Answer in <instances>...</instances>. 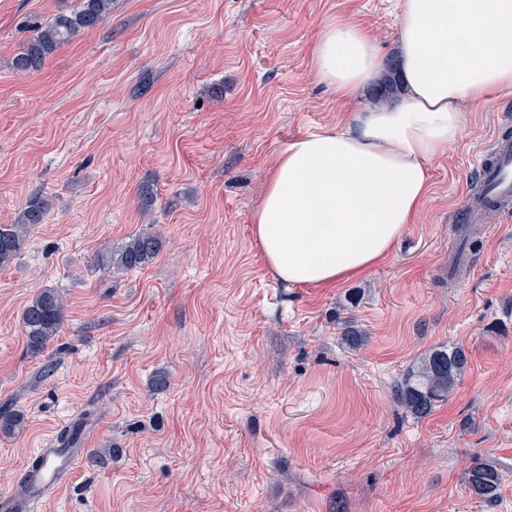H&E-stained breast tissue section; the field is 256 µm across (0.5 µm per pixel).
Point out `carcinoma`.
I'll list each match as a JSON object with an SVG mask.
<instances>
[{"mask_svg":"<svg viewBox=\"0 0 512 512\" xmlns=\"http://www.w3.org/2000/svg\"><path fill=\"white\" fill-rule=\"evenodd\" d=\"M112 0H80L77 8L61 10L50 22L37 29L24 48L12 59V68L19 73L40 69L62 45L82 32L102 24L110 14ZM398 60L388 63L387 79L373 94L381 103L399 90ZM48 203L39 195L29 196L14 224L0 225V268L10 265L24 249L30 229L44 223ZM163 248V239L156 232L137 234L119 247H109L97 254V266L103 271L119 272L143 269L150 265ZM65 320V305L55 288L40 289L22 313V329L27 348L34 354L45 352L59 335ZM468 364L465 350L457 346H440L426 353L408 370L397 385L395 397L408 413L417 419L431 414L437 404L448 400ZM25 424L24 415H0V433L13 434ZM501 475L494 467L474 465L468 473V484L481 500L491 503L498 497Z\"/></svg>","mask_w":512,"mask_h":512,"instance_id":"1","label":"carcinoma"}]
</instances>
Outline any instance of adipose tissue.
<instances>
[{"instance_id":"adipose-tissue-1","label":"adipose tissue","mask_w":512,"mask_h":512,"mask_svg":"<svg viewBox=\"0 0 512 512\" xmlns=\"http://www.w3.org/2000/svg\"><path fill=\"white\" fill-rule=\"evenodd\" d=\"M401 90L280 152L252 215L265 267L288 286L328 288L382 263L428 194L429 165L463 130L466 106L512 90V0H401ZM319 79L358 99L386 61L358 23L323 28Z\"/></svg>"}]
</instances>
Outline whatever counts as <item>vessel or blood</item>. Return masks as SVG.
Instances as JSON below:
<instances>
[{
  "label": "vessel or blood",
  "instance_id": "1",
  "mask_svg": "<svg viewBox=\"0 0 512 512\" xmlns=\"http://www.w3.org/2000/svg\"><path fill=\"white\" fill-rule=\"evenodd\" d=\"M477 168L479 179L457 208L453 223L476 224L487 214L512 210V135H495L490 148L480 156ZM41 454L46 463L27 480V502L2 501L0 512H28L31 503L39 501L60 475L71 472L80 458L74 450L61 455L56 449L45 448Z\"/></svg>",
  "mask_w": 512,
  "mask_h": 512
}]
</instances>
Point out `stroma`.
I'll list each match as a JSON object with an SVG mask.
<instances>
[{
	"mask_svg": "<svg viewBox=\"0 0 512 512\" xmlns=\"http://www.w3.org/2000/svg\"><path fill=\"white\" fill-rule=\"evenodd\" d=\"M78 2L0 0V224L31 194L49 203L0 269V412L25 416L0 434V498L79 421L76 471L38 512H512V215L467 234L450 222L512 91L467 107L382 264L289 288L262 262L252 213L278 154L343 115L312 47L345 16L393 56L398 0H112L38 72H15L37 26ZM149 227L165 246L148 267L98 268ZM45 287L65 321L34 355L21 317ZM443 345L468 366L414 418L395 388ZM477 463L502 476L496 503L468 486Z\"/></svg>",
	"mask_w": 512,
	"mask_h": 512,
	"instance_id": "1",
	"label": "stroma"
}]
</instances>
